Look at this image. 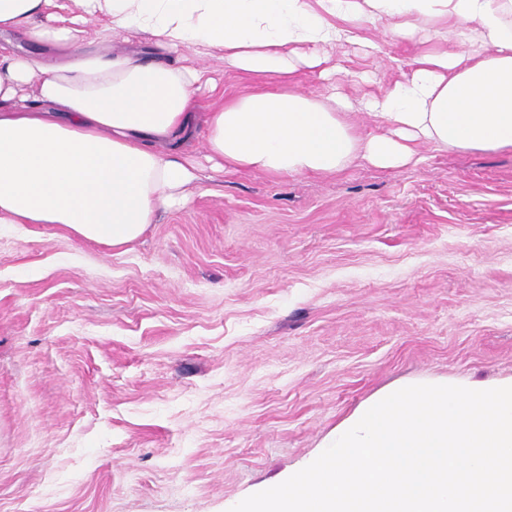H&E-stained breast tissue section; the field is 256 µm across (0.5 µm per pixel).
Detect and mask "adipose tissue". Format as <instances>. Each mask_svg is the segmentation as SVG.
<instances>
[{
	"label": "adipose tissue",
	"mask_w": 512,
	"mask_h": 512,
	"mask_svg": "<svg viewBox=\"0 0 512 512\" xmlns=\"http://www.w3.org/2000/svg\"><path fill=\"white\" fill-rule=\"evenodd\" d=\"M374 19L454 47L367 102L384 130L365 138L343 101L288 84L301 68L330 76L325 50ZM116 31L133 40L111 51ZM188 46L268 89L225 98ZM201 127L215 169L273 176L399 167L424 144L512 152V0H0V224L130 243L198 180Z\"/></svg>",
	"instance_id": "ef3b65f1"
}]
</instances>
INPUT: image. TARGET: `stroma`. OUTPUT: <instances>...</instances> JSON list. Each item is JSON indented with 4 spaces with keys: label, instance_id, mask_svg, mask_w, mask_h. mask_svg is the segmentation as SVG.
Wrapping results in <instances>:
<instances>
[{
    "label": "stroma",
    "instance_id": "stroma-1",
    "mask_svg": "<svg viewBox=\"0 0 512 512\" xmlns=\"http://www.w3.org/2000/svg\"><path fill=\"white\" fill-rule=\"evenodd\" d=\"M355 34L298 87L355 104L424 50ZM183 55L225 96L263 85ZM184 194L122 247L0 224V512H227L394 383L512 375L511 152Z\"/></svg>",
    "mask_w": 512,
    "mask_h": 512
}]
</instances>
